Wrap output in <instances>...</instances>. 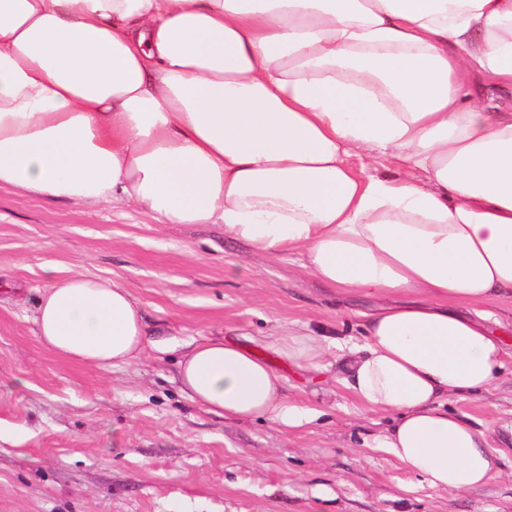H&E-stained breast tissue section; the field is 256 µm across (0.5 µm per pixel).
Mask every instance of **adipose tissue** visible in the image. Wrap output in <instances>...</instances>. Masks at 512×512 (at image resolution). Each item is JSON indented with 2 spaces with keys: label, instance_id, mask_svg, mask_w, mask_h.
Returning <instances> with one entry per match:
<instances>
[{
  "label": "adipose tissue",
  "instance_id": "obj_1",
  "mask_svg": "<svg viewBox=\"0 0 512 512\" xmlns=\"http://www.w3.org/2000/svg\"><path fill=\"white\" fill-rule=\"evenodd\" d=\"M510 87L512 0H0V188L220 224L335 292L402 296L337 356L341 381L393 415L396 460L471 489L495 461L446 403L512 354L484 308L512 298ZM354 154L395 172L362 178ZM46 273V348L101 369L143 352L121 282ZM265 346L300 368L328 353L298 331ZM180 380L219 416L307 419L260 354L222 338L189 349Z\"/></svg>",
  "mask_w": 512,
  "mask_h": 512
}]
</instances>
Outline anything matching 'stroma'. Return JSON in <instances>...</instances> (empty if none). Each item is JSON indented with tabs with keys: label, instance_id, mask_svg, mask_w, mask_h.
I'll return each instance as SVG.
<instances>
[{
	"label": "stroma",
	"instance_id": "stroma-1",
	"mask_svg": "<svg viewBox=\"0 0 512 512\" xmlns=\"http://www.w3.org/2000/svg\"><path fill=\"white\" fill-rule=\"evenodd\" d=\"M49 266L128 288L144 352L102 370L47 349L32 315ZM395 301L335 294L300 256L253 254L219 224L1 188L0 512H512L511 356L492 386L448 401L497 456L484 485L448 492L379 448L392 418L337 382L335 357L301 369L263 346L290 329L361 341L366 314ZM219 335L284 376L302 427L223 418L182 391V353Z\"/></svg>",
	"mask_w": 512,
	"mask_h": 512
}]
</instances>
